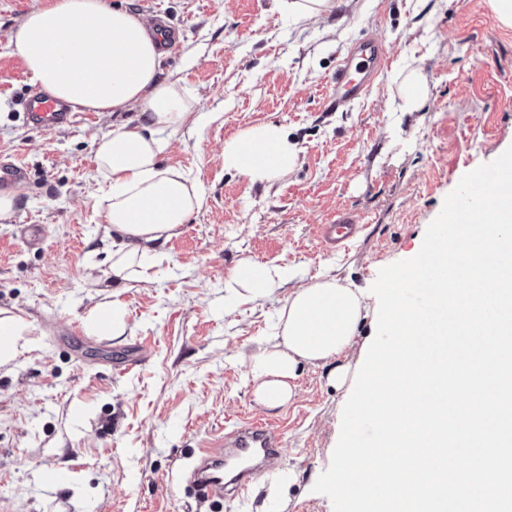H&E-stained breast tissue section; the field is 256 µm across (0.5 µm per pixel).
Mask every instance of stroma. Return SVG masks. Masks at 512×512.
Segmentation results:
<instances>
[{
    "instance_id": "stroma-1",
    "label": "stroma",
    "mask_w": 512,
    "mask_h": 512,
    "mask_svg": "<svg viewBox=\"0 0 512 512\" xmlns=\"http://www.w3.org/2000/svg\"><path fill=\"white\" fill-rule=\"evenodd\" d=\"M54 2L0 0V164L27 173L13 220L0 222V310L23 320L29 342L0 368V512H333L312 490L349 396L330 374L363 363L376 318L360 321L336 362L301 366L280 408L256 402L250 354L297 285L333 274L366 293L381 268L414 257L462 176L512 145V27L490 0H336L310 20L281 15L272 0H123L179 32L161 76L180 81L207 118L160 156L197 180L201 207L161 247L152 279L122 286L94 154L140 112L42 130L16 105L34 83L8 34ZM368 34L384 40L387 67L365 99L327 111V77ZM412 68L428 96L420 111L399 112L391 99ZM270 122L296 144L294 170L271 185L225 170V140ZM342 210L362 215L361 235L323 251L316 227ZM25 224L42 225L40 245L21 239ZM244 262L287 267L293 279L258 299L229 294L224 283ZM115 301L125 335L61 343ZM140 345V365L125 367ZM250 416L282 431L283 456L249 499L201 501L182 481L192 455ZM55 468L65 483H43Z\"/></svg>"
}]
</instances>
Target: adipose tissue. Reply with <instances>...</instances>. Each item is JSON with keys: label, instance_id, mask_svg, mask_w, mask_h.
<instances>
[{"label": "adipose tissue", "instance_id": "1", "mask_svg": "<svg viewBox=\"0 0 512 512\" xmlns=\"http://www.w3.org/2000/svg\"><path fill=\"white\" fill-rule=\"evenodd\" d=\"M9 43L34 83L73 106L95 112L139 109L143 119L114 128L96 142L98 202L112 226V279L126 282L131 267L150 270L152 248L179 234L201 203L197 182L158 158L165 136L197 126L202 113L176 80L160 79L163 53L147 19L109 0H55L28 13ZM296 146L275 123L248 128L224 144V167L251 182L270 184L295 167ZM289 278L287 268L238 266L226 281L263 297ZM366 309L360 291L335 277L289 295L265 346L250 357L259 403L285 405L294 396L299 364L336 359L355 337Z\"/></svg>", "mask_w": 512, "mask_h": 512}]
</instances>
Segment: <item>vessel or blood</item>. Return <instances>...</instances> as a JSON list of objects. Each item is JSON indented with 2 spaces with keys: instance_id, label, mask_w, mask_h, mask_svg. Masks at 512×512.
<instances>
[{
  "instance_id": "1",
  "label": "vessel or blood",
  "mask_w": 512,
  "mask_h": 512,
  "mask_svg": "<svg viewBox=\"0 0 512 512\" xmlns=\"http://www.w3.org/2000/svg\"><path fill=\"white\" fill-rule=\"evenodd\" d=\"M387 62L381 40L366 37L355 42L327 80L330 109L338 111L364 99ZM23 108L30 121L43 129L69 125L77 118L66 102L42 91L30 92ZM362 229L360 217L341 211L328 223L318 225L317 238L326 248L339 250L356 239ZM284 447L283 434L274 425L243 418L231 430L198 448L188 479L202 500H242L270 471Z\"/></svg>"
}]
</instances>
